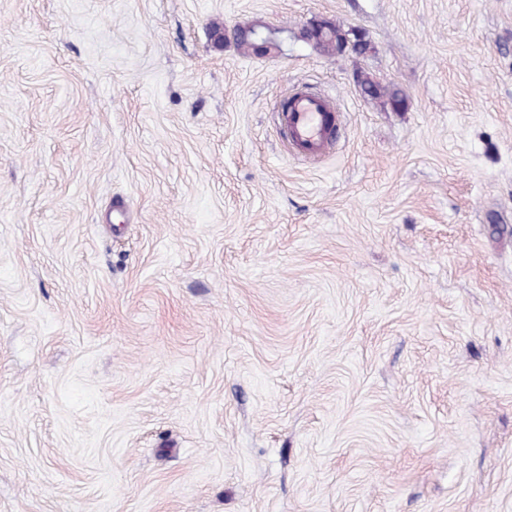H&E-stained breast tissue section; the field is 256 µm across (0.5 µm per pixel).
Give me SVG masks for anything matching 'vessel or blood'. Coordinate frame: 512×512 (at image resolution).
I'll return each instance as SVG.
<instances>
[{
	"label": "vessel or blood",
	"instance_id": "vessel-or-blood-1",
	"mask_svg": "<svg viewBox=\"0 0 512 512\" xmlns=\"http://www.w3.org/2000/svg\"><path fill=\"white\" fill-rule=\"evenodd\" d=\"M334 124L331 103L302 90L289 98L288 107L282 114L284 136L308 153L320 152L329 144Z\"/></svg>",
	"mask_w": 512,
	"mask_h": 512
}]
</instances>
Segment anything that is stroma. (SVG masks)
<instances>
[{
    "label": "stroma",
    "mask_w": 512,
    "mask_h": 512,
    "mask_svg": "<svg viewBox=\"0 0 512 512\" xmlns=\"http://www.w3.org/2000/svg\"><path fill=\"white\" fill-rule=\"evenodd\" d=\"M0 512H512V0H0ZM360 84L367 95L374 98H385L386 102L396 109L399 108L406 99V95L401 90L382 86L368 75H364L360 78ZM332 109L328 100L307 91H297L282 112L284 136L304 152L322 151L331 141L329 133L336 125Z\"/></svg>",
    "instance_id": "35a3bbf8"
}]
</instances>
